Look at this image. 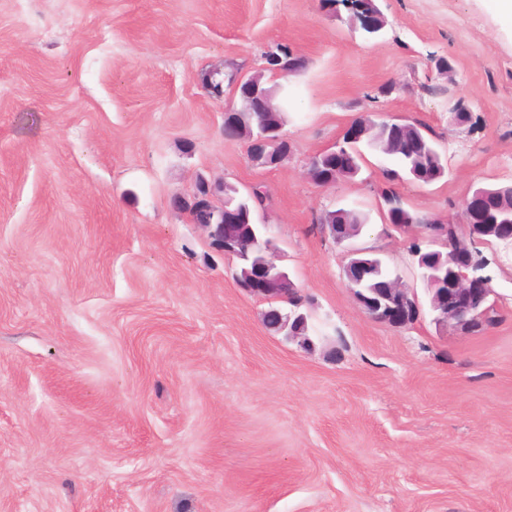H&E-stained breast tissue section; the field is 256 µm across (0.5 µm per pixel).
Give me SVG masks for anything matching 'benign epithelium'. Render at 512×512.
Returning <instances> with one entry per match:
<instances>
[{"label":"benign epithelium","mask_w":512,"mask_h":512,"mask_svg":"<svg viewBox=\"0 0 512 512\" xmlns=\"http://www.w3.org/2000/svg\"><path fill=\"white\" fill-rule=\"evenodd\" d=\"M298 57L296 51H286L277 44L264 52L266 68L278 76L288 75V61ZM227 81L236 91L246 86L250 95L247 99H240L239 107L232 102L224 104L225 135L230 133L228 124L239 125L242 112L249 107L250 100L258 99L268 105L272 99L271 90L264 87L257 77L232 73L227 76ZM367 135L366 125H348L333 146L309 158L307 176H313L314 167L320 164L325 155H334L337 147L343 144L349 147L363 141ZM244 136L248 139V161L256 168H275L291 152L278 125L262 122L244 129ZM174 205L191 213L192 221L204 230L214 249L239 260L240 272L235 274L239 287L270 303L287 304L285 308L273 307L265 313L266 326L290 342H298L306 349L312 347L313 339L306 335L311 311L303 300L289 304L292 298L299 295V291L286 269L277 264V244L265 234L246 237L240 233L239 225L234 223L237 205L224 197V185L212 184L201 178L196 183V192L192 197L176 200ZM470 208L471 203H466L464 223L477 241L480 240V231L496 230L512 223V218L505 215L496 219L494 224H475ZM441 244L448 249V263L436 265L425 274L435 323L440 327L452 323L463 331L485 327L484 314L493 295L492 276L487 272L486 262L478 260L476 252L455 243L450 237L441 240ZM346 281L353 288V294L365 313L374 320L400 327L420 316L417 298L398 281L379 294H370L368 289L360 287L362 279L354 276L351 270L347 271Z\"/></svg>","instance_id":"1"}]
</instances>
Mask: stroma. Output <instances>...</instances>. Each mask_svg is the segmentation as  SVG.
<instances>
[{"label": "stroma", "mask_w": 512, "mask_h": 512, "mask_svg": "<svg viewBox=\"0 0 512 512\" xmlns=\"http://www.w3.org/2000/svg\"><path fill=\"white\" fill-rule=\"evenodd\" d=\"M377 36L321 0H0V512H512V245L480 244L501 316L438 328L382 189L461 223L512 182V20L488 0H376ZM292 152L252 167L207 77L263 73ZM452 61L445 74L435 60ZM472 114L457 124L450 103ZM431 131L440 180L388 182L366 150L319 185L308 158L355 118ZM259 185L258 218L313 306L307 351L269 330L177 197ZM369 216L419 318L367 316L316 218ZM288 47L290 46H288V44H285V49L288 51L287 61H284L282 55L285 54V51L282 47L279 46L278 43L267 48L263 55L266 61L265 68L270 70L275 75L287 76L288 73H290V70H288V60H294L296 58L301 57L292 48L288 50Z\"/></svg>", "instance_id": "35a3bbf8"}]
</instances>
